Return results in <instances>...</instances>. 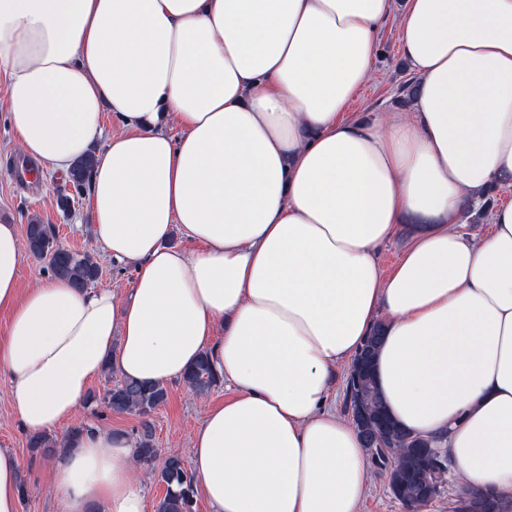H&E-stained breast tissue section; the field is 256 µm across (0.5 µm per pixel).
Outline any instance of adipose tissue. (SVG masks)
<instances>
[{
	"label": "adipose tissue",
	"mask_w": 512,
	"mask_h": 512,
	"mask_svg": "<svg viewBox=\"0 0 512 512\" xmlns=\"http://www.w3.org/2000/svg\"><path fill=\"white\" fill-rule=\"evenodd\" d=\"M394 6L0 0V108L45 167L95 154L94 239L134 273L121 299L20 291V229L0 224V378L28 432L71 423L108 366L167 384L205 353L229 390L190 439L210 512H360L369 451L331 387L376 329L390 417L512 501V204L487 236L457 226L512 182V0H404L413 109L348 115ZM21 467L0 448V512ZM51 477L64 512H148L124 431L72 437Z\"/></svg>",
	"instance_id": "ef3b65f1"
}]
</instances>
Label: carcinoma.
I'll return each mask as SVG.
<instances>
[{"mask_svg": "<svg viewBox=\"0 0 512 512\" xmlns=\"http://www.w3.org/2000/svg\"><path fill=\"white\" fill-rule=\"evenodd\" d=\"M95 165L93 156L79 160L69 171L68 181L76 191L90 182ZM25 238L29 252L47 261L51 276L66 280L77 289L90 287L98 281L101 267L88 251L78 252L60 244L56 228L32 218L26 224ZM221 382L208 355H201L186 371L182 383L196 395L207 393ZM346 403L360 407L365 422L366 439L378 438L371 460L388 474V489L399 502L418 510L433 502L444 492L448 463L430 446V442L401 430L387 415L379 399L372 370L346 377ZM167 389L160 384H142L122 378L115 381L103 397L106 407L120 413L145 418L144 431L136 440L137 463L152 468L155 480L164 487L156 503V512H193L194 479L184 459L177 454L160 457L147 422L154 411L165 403ZM51 435L37 434L29 438V447L39 457L54 455L65 447Z\"/></svg>", "mask_w": 512, "mask_h": 512, "instance_id": "cac0c4a2", "label": "carcinoma"}]
</instances>
